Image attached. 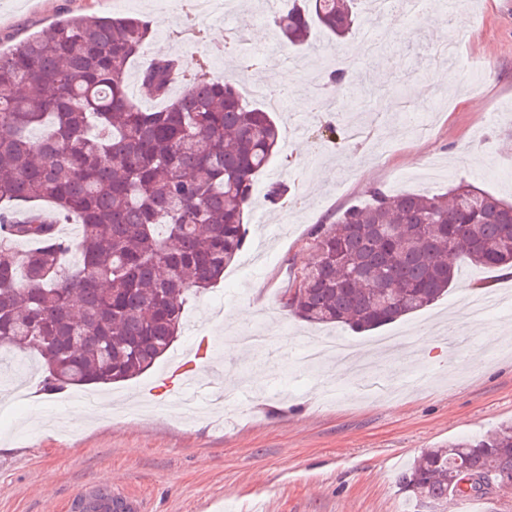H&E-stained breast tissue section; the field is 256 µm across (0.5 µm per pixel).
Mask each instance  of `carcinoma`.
<instances>
[{
  "label": "carcinoma",
  "mask_w": 512,
  "mask_h": 512,
  "mask_svg": "<svg viewBox=\"0 0 512 512\" xmlns=\"http://www.w3.org/2000/svg\"><path fill=\"white\" fill-rule=\"evenodd\" d=\"M362 2L292 0L273 23L295 47L314 24L343 39ZM152 40L140 17L93 13L0 51V345L41 355L47 393L129 380L167 353L188 296L220 281L241 252L257 176L281 138L234 78L210 76L206 54L193 73L156 55L138 81L168 103L142 109L126 74ZM370 197L316 229L317 260L284 302L304 321L364 332L419 312L448 291L450 251L481 267L512 263V202L466 181ZM37 200L61 222L77 218L80 239L59 237L36 212L12 220L4 206ZM23 336L32 343L20 346ZM485 477L512 484V423L425 451L398 486L420 512L487 496ZM73 512L120 510L99 488Z\"/></svg>",
  "instance_id": "obj_1"
}]
</instances>
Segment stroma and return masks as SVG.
I'll return each instance as SVG.
<instances>
[{"label": "stroma", "instance_id": "1", "mask_svg": "<svg viewBox=\"0 0 512 512\" xmlns=\"http://www.w3.org/2000/svg\"><path fill=\"white\" fill-rule=\"evenodd\" d=\"M248 28L247 40L210 67L213 77L238 75L240 94L255 103L260 87L282 89L280 152L257 177L244 251L223 281L191 294L184 325L170 357L111 391L93 392L111 403L108 416L85 415L80 389L48 396L31 377L35 354L0 348V512H72L89 487H108L141 498L144 512H405L400 473L422 452L481 435L512 421V356L497 352L512 339V307L472 319L467 308L488 294L512 295V275L459 256L456 277L432 306L379 329L308 325L281 303L302 269L316 259L312 232L369 191L442 193L468 181L512 200V0H445L440 16L418 22L363 17L343 44L313 29L312 50L296 53L275 34L270 19L289 0H228ZM477 13L479 27L457 34L458 11ZM136 14L152 18L151 0H0V50L70 14ZM154 26L144 58L177 56L193 70L200 48L183 38L188 25L212 44H226L223 15L167 14ZM412 35L394 37L397 26ZM386 38L381 56L363 48L369 28ZM458 41L463 64L478 74L477 92L448 85L428 61L436 44ZM350 79L335 98H316L337 59ZM476 95L480 110L466 106ZM337 134L326 133L327 125ZM284 183L283 205L263 191ZM262 324L266 349L230 353L236 336ZM208 337V356L197 371L242 386L239 409L194 420L169 405L123 415L147 402L160 386L173 354ZM337 336L358 350L398 337L406 355L381 352L369 376L345 374L341 364L312 368L304 340ZM479 368H470V361ZM266 377L252 383L255 370Z\"/></svg>", "mask_w": 512, "mask_h": 512}]
</instances>
